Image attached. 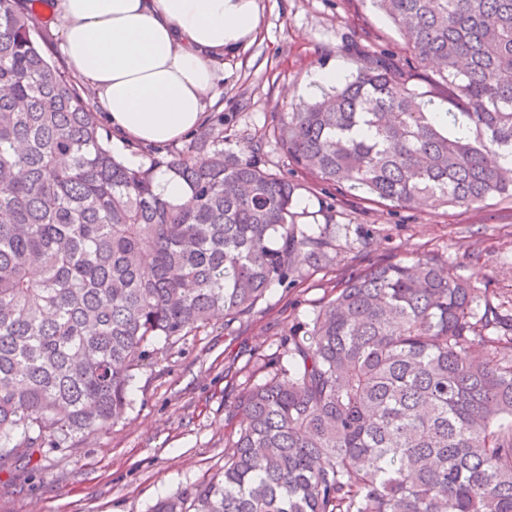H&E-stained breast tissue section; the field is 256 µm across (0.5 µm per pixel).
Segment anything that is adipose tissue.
Returning a JSON list of instances; mask_svg holds the SVG:
<instances>
[{
	"instance_id": "adipose-tissue-1",
	"label": "adipose tissue",
	"mask_w": 512,
	"mask_h": 512,
	"mask_svg": "<svg viewBox=\"0 0 512 512\" xmlns=\"http://www.w3.org/2000/svg\"><path fill=\"white\" fill-rule=\"evenodd\" d=\"M59 48L114 134L186 137L218 79L214 62L256 28V0H54Z\"/></svg>"
}]
</instances>
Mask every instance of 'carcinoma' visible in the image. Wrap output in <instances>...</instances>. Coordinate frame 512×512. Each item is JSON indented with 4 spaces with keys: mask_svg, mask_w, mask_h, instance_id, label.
Masks as SVG:
<instances>
[{
    "mask_svg": "<svg viewBox=\"0 0 512 512\" xmlns=\"http://www.w3.org/2000/svg\"><path fill=\"white\" fill-rule=\"evenodd\" d=\"M35 2L0 0L1 470L121 419L157 339L250 314L301 255L333 262L298 185L224 153L222 112L182 147L126 143L145 163L125 164L91 89L43 51ZM372 2L435 77L364 56L280 119L279 149L394 207L512 198V0ZM281 349L235 402L224 472L152 512H512V308L436 255L374 263Z\"/></svg>",
    "mask_w": 512,
    "mask_h": 512,
    "instance_id": "carcinoma-1",
    "label": "carcinoma"
}]
</instances>
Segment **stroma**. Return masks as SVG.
<instances>
[{"mask_svg":"<svg viewBox=\"0 0 512 512\" xmlns=\"http://www.w3.org/2000/svg\"><path fill=\"white\" fill-rule=\"evenodd\" d=\"M258 25L225 54L209 104L224 115L226 149L264 159L299 183L296 211L308 224L336 227L332 265L299 261V281L273 286L249 316L216 319L173 343L157 342L129 390L122 420L74 448H50L0 471V512H149L158 498L224 469V443L241 419L231 409L260 355L289 328L309 321L337 283L369 264L438 255L455 273L502 300L512 299V201L480 206L400 208L312 187L291 170L269 129L304 101L316 75L352 73L358 58L386 55L419 76L412 56L371 0H256Z\"/></svg>","mask_w":512,"mask_h":512,"instance_id":"35a3bbf8","label":"stroma"}]
</instances>
